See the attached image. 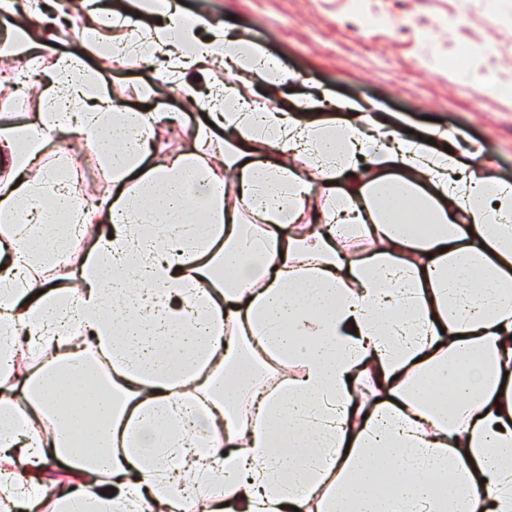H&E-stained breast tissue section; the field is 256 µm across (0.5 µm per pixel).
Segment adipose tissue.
<instances>
[{
    "label": "adipose tissue",
    "mask_w": 512,
    "mask_h": 512,
    "mask_svg": "<svg viewBox=\"0 0 512 512\" xmlns=\"http://www.w3.org/2000/svg\"><path fill=\"white\" fill-rule=\"evenodd\" d=\"M155 5L169 22L144 38L169 59L161 81L192 100L188 69L262 55ZM220 93L232 104L209 114L232 133L220 162L202 132L153 162L157 115L97 89L75 58L45 70L39 124L0 134L16 181L0 198V512L47 497L54 512H180L191 496L209 512H512V183L480 154L460 160L448 132L404 136L343 98L349 120L308 121V99L254 107L246 78ZM70 134L104 147L106 231L80 284L19 279L65 247L40 241L43 213L82 221L75 182L38 163ZM356 240L371 252L352 257ZM73 326L111 367L85 412L90 451L51 390L86 370ZM28 353L44 358L31 373ZM247 353L298 370L254 391L249 415L224 396ZM430 374L449 379L447 402L420 395ZM52 463L73 480L33 479ZM371 465L386 492L356 495Z\"/></svg>",
    "instance_id": "adipose-tissue-1"
}]
</instances>
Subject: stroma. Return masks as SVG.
<instances>
[{
	"instance_id": "stroma-1",
	"label": "stroma",
	"mask_w": 512,
	"mask_h": 512,
	"mask_svg": "<svg viewBox=\"0 0 512 512\" xmlns=\"http://www.w3.org/2000/svg\"><path fill=\"white\" fill-rule=\"evenodd\" d=\"M184 20L206 16L229 35L275 57L298 75L293 95L316 90L314 116L336 120L331 102L345 98L398 116L407 130L439 119L462 147L480 151L491 176L512 182V97L499 87L512 84V0H171ZM84 21L36 28L31 37L12 33L0 42V67L17 65L19 48L34 40L45 63L73 57L92 70L101 87L134 109L152 108L179 116L175 128L158 126L159 156L177 153L205 124L206 110L155 78L164 56L134 65H114L96 41L82 35ZM469 46L466 77H456L457 56ZM36 91L20 93L0 84V128L37 119ZM63 153L84 158L81 190L107 197L111 173L99 149L73 137L51 144L44 163L58 165Z\"/></svg>"
}]
</instances>
